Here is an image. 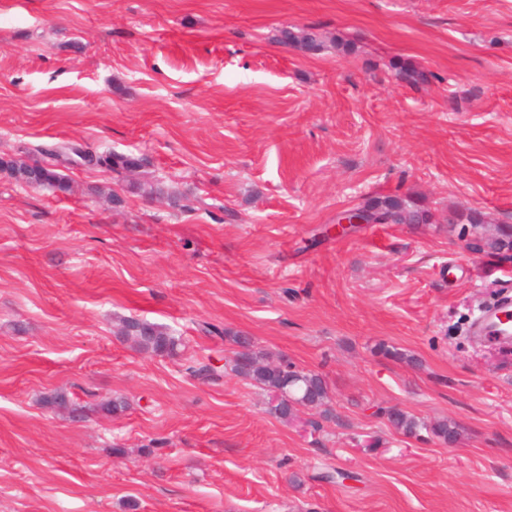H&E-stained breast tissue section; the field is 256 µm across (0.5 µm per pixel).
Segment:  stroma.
Here are the masks:
<instances>
[{"label": "stroma", "instance_id": "stroma-1", "mask_svg": "<svg viewBox=\"0 0 512 512\" xmlns=\"http://www.w3.org/2000/svg\"><path fill=\"white\" fill-rule=\"evenodd\" d=\"M70 145L143 166L63 167L65 193L0 170V512H512V351L465 334L512 260L448 223L512 224V0H0V160ZM394 194L432 223L332 232ZM129 317L182 357L132 349ZM210 325L322 373L321 431L224 372ZM279 42L303 52L314 53L321 47V42L317 35L311 31L294 32L291 30H283L279 37ZM89 157H94L96 164L105 165L113 172L122 173L132 171L140 166V161L134 157L112 153L105 157H96L90 152H85ZM380 412L396 432L405 436H420L419 433L424 429L443 444L451 445L458 440L462 433L460 424L455 421L442 420L430 427L426 422L397 407H382Z\"/></svg>", "mask_w": 512, "mask_h": 512}]
</instances>
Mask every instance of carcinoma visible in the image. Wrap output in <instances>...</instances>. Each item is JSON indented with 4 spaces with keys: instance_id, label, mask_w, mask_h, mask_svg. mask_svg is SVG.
<instances>
[{
    "instance_id": "cac0c4a2",
    "label": "carcinoma",
    "mask_w": 512,
    "mask_h": 512,
    "mask_svg": "<svg viewBox=\"0 0 512 512\" xmlns=\"http://www.w3.org/2000/svg\"><path fill=\"white\" fill-rule=\"evenodd\" d=\"M279 42L303 52L313 53L320 49L321 42L311 31L281 32ZM96 163L104 165L117 173L132 171L140 166L134 157L112 153L96 158ZM16 182L29 184L36 178L42 179L41 187L53 191L65 192L69 188L65 175L57 167L41 163L5 161ZM360 209L380 215L388 224H430L433 214L424 206L409 197L399 195L378 196L368 199ZM457 223L467 222L480 229L475 248L488 256L501 260L512 259V225L492 224L477 212L456 215ZM120 334L131 341L134 348L157 356H177L181 351V342L163 328L137 318L122 320ZM224 340L235 347L231 371L238 377L261 388L272 396L269 412L275 417L289 420L295 416L297 407H311L321 410V416L329 418L331 396L325 377L315 371L297 368L291 361L280 358L271 360L266 354L254 349L251 337L241 331L224 330ZM372 353L385 358H393L410 364L417 359L399 351L396 347L379 342ZM186 371L204 381L219 378L216 368L209 364L200 365L189 361ZM380 412L391 427L409 437H417L421 430H427L444 444L451 445L461 436L460 424L451 420H442L430 426L408 412L397 407H382Z\"/></svg>"
}]
</instances>
